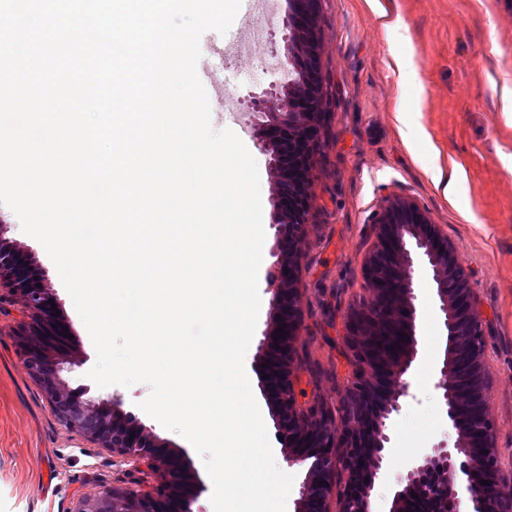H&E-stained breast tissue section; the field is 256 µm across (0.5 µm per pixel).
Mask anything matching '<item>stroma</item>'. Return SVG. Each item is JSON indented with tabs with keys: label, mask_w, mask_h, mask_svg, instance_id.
I'll return each mask as SVG.
<instances>
[{
	"label": "stroma",
	"mask_w": 512,
	"mask_h": 512,
	"mask_svg": "<svg viewBox=\"0 0 512 512\" xmlns=\"http://www.w3.org/2000/svg\"><path fill=\"white\" fill-rule=\"evenodd\" d=\"M287 14V0H270L264 39L250 41L239 18L226 34L209 31L200 39L204 46L224 44L217 73L224 101L212 112L211 125L234 131L255 158L267 225L277 213V187L270 153L253 133L250 114L255 95L287 78L277 66L286 53ZM319 37L323 136L298 272L304 321L297 397L303 403L337 402L352 372L344 317L367 296L363 262L375 239V218L395 199L409 200L440 225L463 260L483 317L494 443L504 470L512 472V115L501 99L503 87L512 88V0H321ZM435 161L463 171L455 199L435 185L429 171ZM0 217L7 237L39 268L54 296L66 349L82 362L68 374L70 386L94 400L119 396L125 412L177 448L193 475V512H213L202 458L185 438L140 409L148 387L100 388L87 378L95 348L52 260L22 232L11 210ZM273 245V236H266L258 275L262 304L245 369L281 467L259 352L270 321L265 289ZM413 283L418 311L411 395L389 426L392 475L375 484L374 512H388L394 477L408 458L456 438L434 388L447 331L426 265L415 264ZM138 478L130 463L60 424L12 338L0 334V512H73L80 498L112 486L135 487Z\"/></svg>",
	"instance_id": "1"
}]
</instances>
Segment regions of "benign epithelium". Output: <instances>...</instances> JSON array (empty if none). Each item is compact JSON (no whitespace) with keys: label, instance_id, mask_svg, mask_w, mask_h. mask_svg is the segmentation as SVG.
<instances>
[{"label":"benign epithelium","instance_id":"1","mask_svg":"<svg viewBox=\"0 0 512 512\" xmlns=\"http://www.w3.org/2000/svg\"><path fill=\"white\" fill-rule=\"evenodd\" d=\"M321 0H290L285 42L317 26ZM301 78L255 97L254 129L271 152L277 184L274 228L277 274L270 278L272 318L260 348L273 352L265 382L283 456L305 472L295 512H373L371 493L386 477L390 436L387 420L410 396L407 373L417 351L414 257L427 262L450 343L434 387L455 430L453 446L441 442L405 463L390 512H512V478L503 474L494 446L496 423L486 399L483 320L461 258L438 227L406 200H395L375 220L376 240L365 261L368 296L345 321L344 343L353 357L350 381L338 404H298L294 388L297 344L303 325L296 274L307 223H292L312 207V172L321 153L319 115L307 108L319 97L317 51L294 60ZM27 253L0 231V306L19 307L9 331L28 374L39 383L66 429L132 463L138 488L106 489L79 499L73 512H192L190 473L169 445L121 410L117 397L82 398L65 374L81 366L68 354L51 321L53 295ZM283 328L285 338L278 337ZM488 484L483 485L481 481ZM418 498H413V495Z\"/></svg>","mask_w":512,"mask_h":512}]
</instances>
